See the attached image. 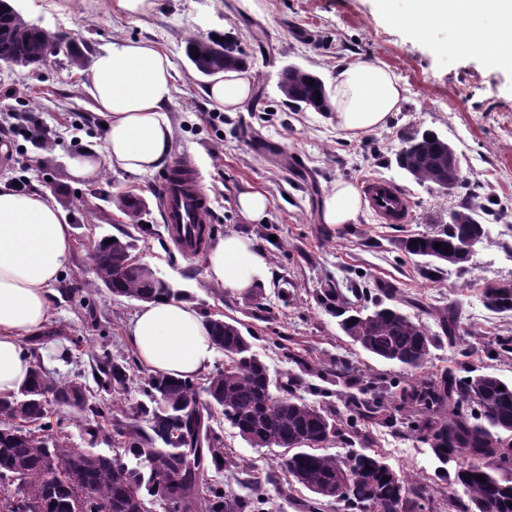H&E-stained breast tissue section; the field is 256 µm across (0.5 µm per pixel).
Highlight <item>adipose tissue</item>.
I'll return each instance as SVG.
<instances>
[{"mask_svg":"<svg viewBox=\"0 0 512 512\" xmlns=\"http://www.w3.org/2000/svg\"><path fill=\"white\" fill-rule=\"evenodd\" d=\"M421 36L427 24L471 22L470 43L494 68L512 69V0H413ZM173 64L152 43L125 40L97 54L87 90L107 124L103 147H89L73 165L76 178L95 177L103 166L149 174L170 158L173 132L165 113L172 99ZM249 71L213 76L206 95L226 112L241 110L251 94ZM397 76L357 60L341 67L329 90L340 129L359 135L385 127L400 102ZM361 198L348 183H336L320 211L324 224H350ZM73 247L71 227L58 205L43 193H19L0 185V398L16 393L33 363L23 341L41 335L50 314L52 287L65 272ZM269 272L267 254L235 233L215 239L206 257V275L225 288L244 291ZM127 339L141 364L172 376L205 371L214 346L199 312L174 298L145 302L128 322Z\"/></svg>","mask_w":512,"mask_h":512,"instance_id":"1","label":"adipose tissue"}]
</instances>
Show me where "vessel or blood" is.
<instances>
[{
	"label": "vessel or blood",
	"instance_id": "vessel-or-blood-1",
	"mask_svg": "<svg viewBox=\"0 0 512 512\" xmlns=\"http://www.w3.org/2000/svg\"><path fill=\"white\" fill-rule=\"evenodd\" d=\"M361 191L380 223L409 222L411 205L402 189L383 179L369 178L362 182ZM154 196L160 204L169 238L183 254L200 255L202 240L209 232L210 198L194 170L185 163L173 166L157 179Z\"/></svg>",
	"mask_w": 512,
	"mask_h": 512
}]
</instances>
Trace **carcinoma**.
<instances>
[{"label":"carcinoma","instance_id":"obj_1","mask_svg":"<svg viewBox=\"0 0 512 512\" xmlns=\"http://www.w3.org/2000/svg\"><path fill=\"white\" fill-rule=\"evenodd\" d=\"M187 51L194 69L211 75L231 63L245 64L233 39L214 37L190 42ZM47 41L21 16L0 13V59L28 67L40 64ZM290 102L313 105L323 91L318 76L290 66L283 72ZM314 84H309V81ZM445 140L433 131L407 139L397 155L399 166L416 181L443 187L450 175L444 163ZM480 224L476 210L462 205L452 211L443 230L408 238L403 250L434 263L466 269L458 244ZM442 247H435V243ZM95 272L114 296L137 301L174 296L170 284L156 281L148 270L130 265V244L120 239L100 240L94 250ZM488 307L512 312V291L490 283L485 287ZM342 331L374 357L409 371L424 368L434 339L426 329L395 307L375 306L371 311L336 306ZM357 322H352V319ZM206 326L215 347L227 362L206 378L207 393L224 420L250 444L284 448L280 468L310 493L306 507L318 512L323 499L333 498L336 478L347 470L339 499L351 512H418L420 490L411 479L395 471L374 452H354L344 458L317 452V446L355 431L357 421L374 420L381 400L351 396L345 403L347 419L333 405H313L296 397L289 383L271 375L267 365L251 350L249 339L235 324L207 317ZM130 362L103 350L96 365L100 390L121 393L130 381ZM51 390L59 405L93 419L88 434L100 433L98 419L108 412L104 400L73 381H60L35 357L30 381L13 396L0 400V512H141V501L152 497L171 500L181 512H255L264 488L250 499L234 497L221 487L200 489L198 477L207 468L233 464L224 442L210 427L209 417L199 421L190 414L196 378L172 379L151 374L143 382L147 401L136 413L148 421L149 431L115 423L124 455L136 460L130 466L113 457L71 448L53 433L52 415L44 391ZM398 400L405 414L400 427L419 433L435 457L459 460L454 483L468 496L466 512H512V481L501 472L512 465V383L478 373L465 378L447 371L437 379H416L400 388ZM484 476L485 481L478 480Z\"/></svg>","mask_w":512,"mask_h":512}]
</instances>
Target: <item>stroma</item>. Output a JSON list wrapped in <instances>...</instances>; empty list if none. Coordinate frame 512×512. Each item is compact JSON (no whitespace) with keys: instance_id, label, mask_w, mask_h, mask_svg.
<instances>
[{"instance_id":"35a3bbf8","label":"stroma","mask_w":512,"mask_h":512,"mask_svg":"<svg viewBox=\"0 0 512 512\" xmlns=\"http://www.w3.org/2000/svg\"><path fill=\"white\" fill-rule=\"evenodd\" d=\"M19 7L27 20L72 35L83 56L79 67L63 55L40 66H0V119L29 112L53 132L45 143L14 136L8 152L0 151V184L29 181L57 201L73 229V252L54 288L44 330L56 347L70 346L71 358L64 363L46 355L47 368L91 389L102 350L118 359L135 354L126 326L140 302L112 296L91 268L95 245L112 235L130 242L133 255L201 315L238 323L272 375L298 377L295 393L305 402L342 405L349 389L331 375L340 364L363 384L381 379L402 386L448 369L466 377L474 368L512 382V354L500 350L512 341V312L490 311L484 295L486 284L512 282V70L487 67L465 49L446 54L444 45L459 38L456 28L435 25L424 37H413L402 21L409 0H394L388 14L377 0H156L152 10L134 16L117 12L113 0H21ZM212 33L233 36L252 73V93L240 111L214 106L205 95L206 76L186 57L189 39ZM126 39L153 43L174 65L175 91L166 108L174 131L171 159L197 172L211 200L213 236L237 233L270 257L267 280L249 292L212 283L204 257L184 256L171 244L155 204V175L116 167L90 179L69 174L88 146L104 143L103 119L84 88L86 67L102 49ZM356 59L400 79L399 109L384 128L349 135L334 113L297 107L278 88L286 66L303 67L329 85L340 66ZM462 85L470 89L463 100L456 96ZM426 130L455 149L461 175L476 192L473 205L483 215L485 239L463 271L429 270L400 248L406 238L442 230L463 195L459 188L417 182L398 166L404 140ZM366 177L406 191L410 222L381 224L365 207L354 223H320L324 193L336 182L354 185ZM251 190L269 199L257 224L245 223L237 212L239 195ZM121 195L139 200L136 219L118 207ZM329 286L354 307L395 305L418 320L435 340L421 374L372 356L346 336L322 300ZM448 309L457 312L464 333L453 344L438 323ZM147 374L144 366L132 367L126 391L110 397L113 418L146 428L135 411ZM57 413L70 447L115 455L117 438L90 437L83 415L66 407ZM211 425L234 464L205 471L202 485L242 498L261 485L260 512H303L311 494L280 469L282 449L251 446L220 410H213ZM365 436L372 451L418 483L430 512H449V499L466 500L429 445L406 429L362 421L357 436L330 440L321 450L342 457L361 450Z\"/></svg>"}]
</instances>
